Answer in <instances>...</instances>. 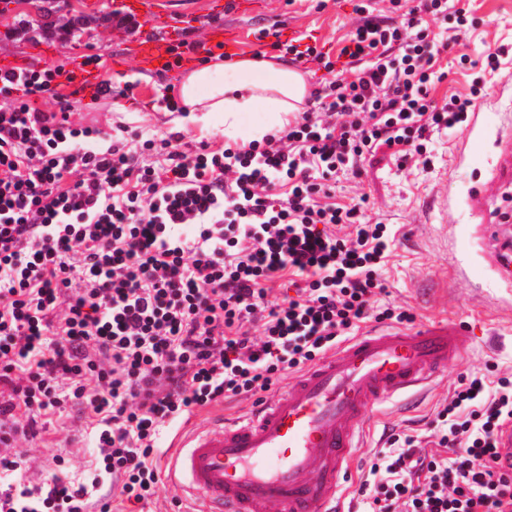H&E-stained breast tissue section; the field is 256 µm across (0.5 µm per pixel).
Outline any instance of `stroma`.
I'll return each instance as SVG.
<instances>
[{
	"label": "stroma",
	"mask_w": 512,
	"mask_h": 512,
	"mask_svg": "<svg viewBox=\"0 0 512 512\" xmlns=\"http://www.w3.org/2000/svg\"><path fill=\"white\" fill-rule=\"evenodd\" d=\"M113 0H0V69L4 71L61 65L74 73L84 72V60L100 59L95 71L99 80L109 82L113 93L100 97L90 87L72 91L60 86L68 96L70 119L91 123L104 132L123 126L134 131L151 130L164 138L170 130L183 131L185 141L195 145L205 141L220 148L228 136L222 125L199 112L171 114L164 96H178L188 71L179 66L153 76L130 66L131 38L112 29ZM358 0H327L323 10H315L312 0H295L283 5L275 21L280 29L291 25L304 28L305 44L335 57L336 69L347 66L337 55L340 42L358 23ZM209 12H201L195 0H181L175 20H151V27L164 33L167 43L190 41L204 35L211 24L224 23V0H210ZM476 25L453 53L442 54L439 64L446 78L437 84L434 96L469 94L479 83L482 96L475 114L462 128L432 135L433 152L428 166L404 174L398 171L389 152H379L365 161L359 184L342 182L338 193L365 197L364 210L374 220L389 225L393 241L388 263L381 276L385 288L379 301L400 305L423 320L445 314L464 322L476 335L495 333L492 352L476 351L455 371L442 378L426 400L405 404L401 413L378 422L370 445L361 449L349 478L358 487L373 446L386 441L390 433L425 434L434 412L460 379L471 373L486 374L488 386L498 378L512 377V321L497 306L506 291L499 273L481 256L482 247L470 234L471 225L482 217L468 203L470 189L490 179L498 158L497 131L512 112V0H460ZM501 49L500 68L484 71V56ZM130 97H120L125 87ZM453 223L454 235L447 252L439 250L442 219ZM93 417L77 404H69L59 414L42 417L30 445L51 449L67 460L64 469L53 470L49 460H41L42 478L64 483L91 482L97 449Z\"/></svg>",
	"instance_id": "obj_1"
}]
</instances>
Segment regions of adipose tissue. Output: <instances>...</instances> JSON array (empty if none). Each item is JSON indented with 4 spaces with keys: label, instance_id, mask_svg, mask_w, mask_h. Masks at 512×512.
<instances>
[{
    "label": "adipose tissue",
    "instance_id": "ef3b65f1",
    "mask_svg": "<svg viewBox=\"0 0 512 512\" xmlns=\"http://www.w3.org/2000/svg\"><path fill=\"white\" fill-rule=\"evenodd\" d=\"M308 93L305 76L288 65L259 59L214 62L189 72L180 95L192 111L214 116L227 134L244 140L262 138L299 111ZM252 114L244 123V114Z\"/></svg>",
    "mask_w": 512,
    "mask_h": 512
}]
</instances>
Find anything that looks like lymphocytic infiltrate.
Segmentation results:
<instances>
[{"label":"lymphocytic infiltrate","instance_id":"lymphocytic-infiltrate-1","mask_svg":"<svg viewBox=\"0 0 512 512\" xmlns=\"http://www.w3.org/2000/svg\"><path fill=\"white\" fill-rule=\"evenodd\" d=\"M360 0L340 49L351 67L314 88L307 109L262 139L186 148L181 132L117 140L29 97L54 94L61 66L0 74V412L28 436L39 418L83 405L96 418L95 481L128 501L160 482L157 435L195 409L273 387L344 341L375 307L392 242L386 224L336 200L341 177L392 150L399 169L428 160L432 132L460 126L474 97L435 99L441 53L465 39L448 0L403 8ZM453 19L451 34L420 24ZM72 184H65V177ZM194 228L193 238L177 234ZM296 296L270 300L282 272ZM257 325V334L242 329ZM512 421V379L473 375L440 404L436 455L391 434L355 492L362 512H512L497 465ZM86 484L0 491V512H87Z\"/></svg>","mask_w":512,"mask_h":512}]
</instances>
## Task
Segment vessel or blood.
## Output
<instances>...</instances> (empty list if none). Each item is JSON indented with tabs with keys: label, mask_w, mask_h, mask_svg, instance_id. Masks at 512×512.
I'll use <instances>...</instances> for the list:
<instances>
[{
	"label": "vessel or blood",
	"mask_w": 512,
	"mask_h": 512,
	"mask_svg": "<svg viewBox=\"0 0 512 512\" xmlns=\"http://www.w3.org/2000/svg\"><path fill=\"white\" fill-rule=\"evenodd\" d=\"M277 0H224L225 11L250 18L270 14ZM173 0H129L112 14L118 30L141 17L169 15ZM207 41L242 54L264 45L260 29L214 26ZM144 71L169 70L160 32L135 44ZM494 177L472 191L485 208L495 190L512 184V119L497 134ZM492 265L512 251V226L494 218L482 227ZM477 343L464 326L434 316L410 327L371 328L340 343L278 385L271 396L234 422L209 419L179 428L165 455L163 477L187 494L195 512H345L346 474L382 407L457 368Z\"/></svg>",
	"instance_id": "obj_1"
}]
</instances>
